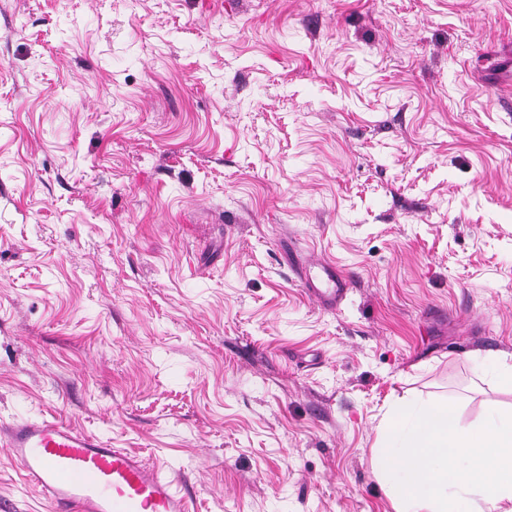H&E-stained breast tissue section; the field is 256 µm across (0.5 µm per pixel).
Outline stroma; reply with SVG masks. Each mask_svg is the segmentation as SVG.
I'll return each mask as SVG.
<instances>
[{
    "instance_id": "stroma-1",
    "label": "stroma",
    "mask_w": 512,
    "mask_h": 512,
    "mask_svg": "<svg viewBox=\"0 0 512 512\" xmlns=\"http://www.w3.org/2000/svg\"><path fill=\"white\" fill-rule=\"evenodd\" d=\"M496 56L512 0H0V420L192 512H394L395 402L512 410ZM0 512H48L2 448Z\"/></svg>"
}]
</instances>
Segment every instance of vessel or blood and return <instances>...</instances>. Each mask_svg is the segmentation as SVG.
Instances as JSON below:
<instances>
[{
    "mask_svg": "<svg viewBox=\"0 0 512 512\" xmlns=\"http://www.w3.org/2000/svg\"><path fill=\"white\" fill-rule=\"evenodd\" d=\"M0 447L51 512H190L187 490L159 467L64 421H0Z\"/></svg>",
    "mask_w": 512,
    "mask_h": 512,
    "instance_id": "b4317fda",
    "label": "vessel or blood"
}]
</instances>
